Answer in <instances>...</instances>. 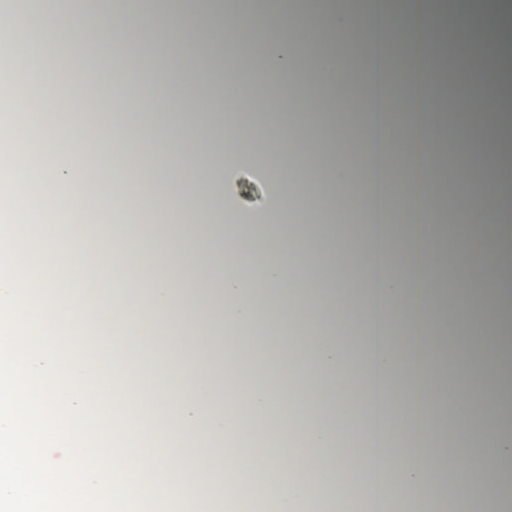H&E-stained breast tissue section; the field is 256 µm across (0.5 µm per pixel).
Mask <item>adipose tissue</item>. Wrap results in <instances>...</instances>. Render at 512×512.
<instances>
[{"mask_svg": "<svg viewBox=\"0 0 512 512\" xmlns=\"http://www.w3.org/2000/svg\"><path fill=\"white\" fill-rule=\"evenodd\" d=\"M395 11L406 25L389 26ZM134 14L144 50L185 37L151 107L100 82L105 67L129 89L143 79L121 53L87 51L113 20L105 0L63 12L58 0H17L0 22L2 50L68 48L92 111L112 115L101 129L92 112L62 111L37 58V94L0 92L1 111L29 120L0 157L12 185L0 254L77 371L120 469L145 490L190 469L210 501L238 512L226 457L212 448L244 413L261 423L248 463L278 512H324L355 496L360 472L378 512H432L446 495L455 512L512 499L499 467L512 459V284L483 274L512 265V212L490 206L512 191V65L494 64L512 45V0H482L477 18L466 0H370L363 10L315 0L300 14L273 0H199L192 15L143 0ZM258 35L259 56H241L225 76L233 41ZM396 46L414 66L392 70ZM439 70L444 92L422 93ZM307 73L316 94L298 90ZM230 102L246 103L247 123L225 118ZM144 111L148 123H127ZM130 141L135 158L104 161ZM234 141L260 145L282 187L277 223L259 232L224 208L235 164L224 145ZM34 186L44 219L26 242L13 208ZM88 188L100 204L124 190L146 201L174 191L179 230L89 234L91 214L71 206ZM334 206L351 233L330 222ZM294 224L314 230L308 248L294 246ZM395 224L411 226L413 240L394 244ZM130 239L143 264L121 263ZM161 315L179 329L151 357L120 353L124 329L160 335ZM440 402L448 419L434 411Z\"/></svg>", "mask_w": 512, "mask_h": 512, "instance_id": "adipose-tissue-1", "label": "adipose tissue"}]
</instances>
